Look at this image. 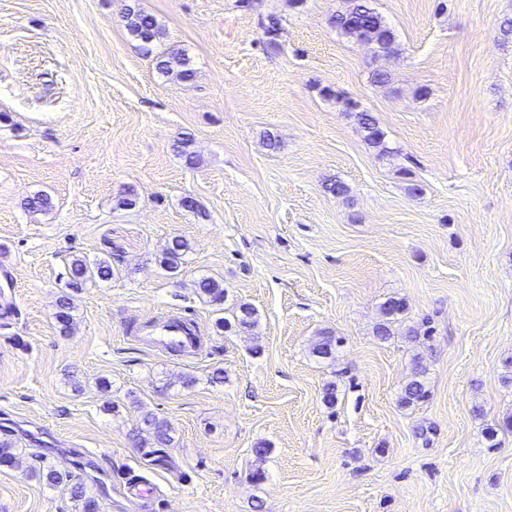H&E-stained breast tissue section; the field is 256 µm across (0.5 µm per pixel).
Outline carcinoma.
Returning a JSON list of instances; mask_svg holds the SVG:
<instances>
[{
  "mask_svg": "<svg viewBox=\"0 0 512 512\" xmlns=\"http://www.w3.org/2000/svg\"><path fill=\"white\" fill-rule=\"evenodd\" d=\"M121 18L129 37L137 43L142 54L152 58L158 74L172 77L181 83H190L194 80L196 70L186 50L164 43L165 32L157 18L143 9L125 5L121 11ZM330 24L342 35L354 41H367L374 47V54L378 57L390 58L399 54L398 44L391 28L379 12L372 6L371 0H346L344 9L336 12L329 19ZM260 25L266 36V46L276 52L280 48L278 33L281 19L273 14L260 18ZM355 120L365 134L368 143L379 149V152L389 151L384 132L380 129L376 117L367 110H360L358 106L351 107ZM189 251L186 240L173 236L166 241L161 251V264L169 272L177 274L185 263V256ZM68 285L78 289L91 279H109L112 277V262L108 260L89 261L83 256L73 257L67 272ZM197 293L206 298L215 311L224 310L225 289L224 284L212 279L201 278L194 281ZM73 303L66 297L59 301L55 319L61 330L68 332L73 326ZM404 305L398 300H390L381 306V320L376 325V335L387 339L393 335V324L398 316L403 314ZM257 322L255 309L246 304L233 308L232 319L219 317L216 327L232 326L243 330L255 327ZM338 344V338L330 332H324L318 337L312 347L315 356L327 359L333 356ZM430 391L426 381V367L422 358L415 356L411 377L402 387L400 402L405 407H416L428 401ZM170 422L149 409L141 408V424L135 435V442L139 447L146 449L149 463L169 469L173 467V460L168 453L173 436ZM0 466L21 468L22 460L11 444L0 442ZM26 473L46 481L55 487H62L69 491L70 497L83 502V512H97V500L86 495L82 483L72 482L71 475L62 473L51 467H45L41 456H36L35 464L27 466Z\"/></svg>",
  "mask_w": 512,
  "mask_h": 512,
  "instance_id": "cac0c4a2",
  "label": "carcinoma"
}]
</instances>
